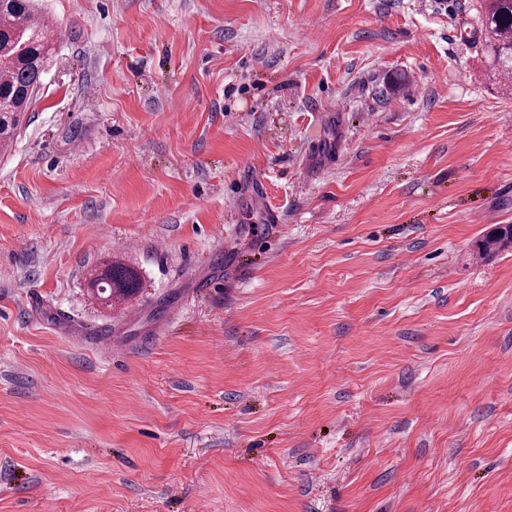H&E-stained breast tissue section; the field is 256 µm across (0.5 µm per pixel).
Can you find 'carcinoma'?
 Wrapping results in <instances>:
<instances>
[{"mask_svg": "<svg viewBox=\"0 0 512 512\" xmlns=\"http://www.w3.org/2000/svg\"><path fill=\"white\" fill-rule=\"evenodd\" d=\"M484 53L492 69L512 73V0H485L482 11ZM53 38L35 18L32 0H0V145L13 140L41 85ZM102 303L128 299L143 289L140 272L122 262L93 274Z\"/></svg>", "mask_w": 512, "mask_h": 512, "instance_id": "carcinoma-1", "label": "carcinoma"}]
</instances>
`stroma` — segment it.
I'll return each instance as SVG.
<instances>
[{
    "label": "stroma",
    "instance_id": "1",
    "mask_svg": "<svg viewBox=\"0 0 512 512\" xmlns=\"http://www.w3.org/2000/svg\"><path fill=\"white\" fill-rule=\"evenodd\" d=\"M479 2L36 0L0 512H512V246L476 247L512 224V82ZM118 259L144 289L106 307Z\"/></svg>",
    "mask_w": 512,
    "mask_h": 512
}]
</instances>
